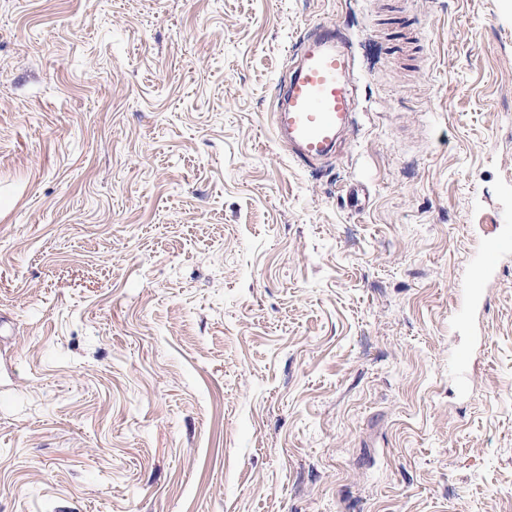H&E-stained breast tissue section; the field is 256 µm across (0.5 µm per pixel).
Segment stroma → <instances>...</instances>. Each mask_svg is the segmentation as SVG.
I'll use <instances>...</instances> for the list:
<instances>
[{
	"label": "stroma",
	"mask_w": 512,
	"mask_h": 512,
	"mask_svg": "<svg viewBox=\"0 0 512 512\" xmlns=\"http://www.w3.org/2000/svg\"><path fill=\"white\" fill-rule=\"evenodd\" d=\"M318 22L314 171L272 114ZM508 231L512 0H0V512H512V256L451 315ZM297 65L279 88L274 131L305 166L328 159L352 120V66L337 26L316 23L300 41ZM512 254V236L505 234L481 246L480 261L473 271L468 288L457 292L455 298V316L466 322L475 308L484 305L487 292L485 289L487 274L495 269L501 261Z\"/></svg>",
	"instance_id": "obj_1"
}]
</instances>
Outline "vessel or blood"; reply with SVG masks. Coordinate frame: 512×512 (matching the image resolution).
<instances>
[{
  "mask_svg": "<svg viewBox=\"0 0 512 512\" xmlns=\"http://www.w3.org/2000/svg\"><path fill=\"white\" fill-rule=\"evenodd\" d=\"M296 58L278 91L274 131L287 143L292 160L312 166L333 154L339 135L352 120V59L338 27L329 23L310 27ZM511 255V235L482 245L468 287L456 294L457 319L467 321L474 309L483 307L487 274Z\"/></svg>",
  "mask_w": 512,
  "mask_h": 512,
  "instance_id": "vessel-or-blood-1",
  "label": "vessel or blood"
}]
</instances>
